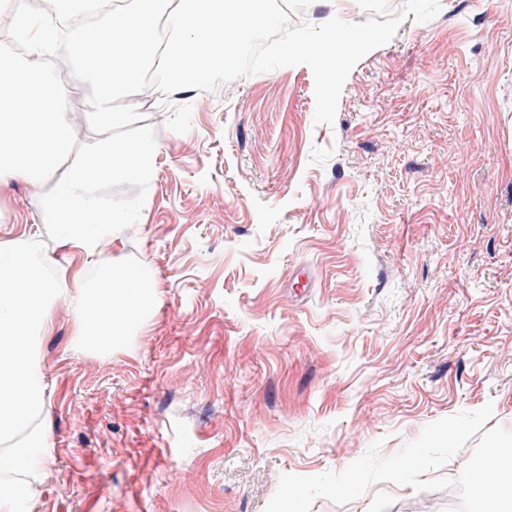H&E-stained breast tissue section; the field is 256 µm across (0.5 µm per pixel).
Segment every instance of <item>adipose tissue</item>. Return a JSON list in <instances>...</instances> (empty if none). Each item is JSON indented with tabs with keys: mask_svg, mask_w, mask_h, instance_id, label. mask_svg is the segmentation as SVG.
<instances>
[{
	"mask_svg": "<svg viewBox=\"0 0 512 512\" xmlns=\"http://www.w3.org/2000/svg\"><path fill=\"white\" fill-rule=\"evenodd\" d=\"M0 9L9 12L12 31L31 56L54 48V18L35 17L22 0H0ZM57 17L69 23L81 84L33 68L10 44H0V182L55 179L42 199V218L55 226L73 257L60 264L29 238L0 243V512H18L36 500L34 484L16 476L49 452L48 420L32 421L44 410L48 388L33 339L51 332L53 303L69 305L80 341L90 348L122 342L149 303L148 272L108 267L103 289L85 275L86 266L102 261L116 227L126 221L101 188L132 178L146 181L154 172L153 139L130 145L111 135L131 119L142 72H164L172 88L187 91L206 79L215 58L236 53L269 22L257 0H133L132 8L111 10L104 0H61ZM84 84L94 88L85 110L103 133L71 165L65 116Z\"/></svg>",
	"mask_w": 512,
	"mask_h": 512,
	"instance_id": "ef3b65f1",
	"label": "adipose tissue"
}]
</instances>
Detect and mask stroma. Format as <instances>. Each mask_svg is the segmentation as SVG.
<instances>
[{
	"instance_id": "1",
	"label": "stroma",
	"mask_w": 512,
	"mask_h": 512,
	"mask_svg": "<svg viewBox=\"0 0 512 512\" xmlns=\"http://www.w3.org/2000/svg\"><path fill=\"white\" fill-rule=\"evenodd\" d=\"M440 3L355 65L334 126L297 65L115 130L158 144L149 181L102 190L129 223L112 261L154 296L109 352L55 303L33 512H265L282 475L460 411L512 430V0ZM51 187L0 185V242L55 245ZM457 504L382 482L311 512Z\"/></svg>"
}]
</instances>
